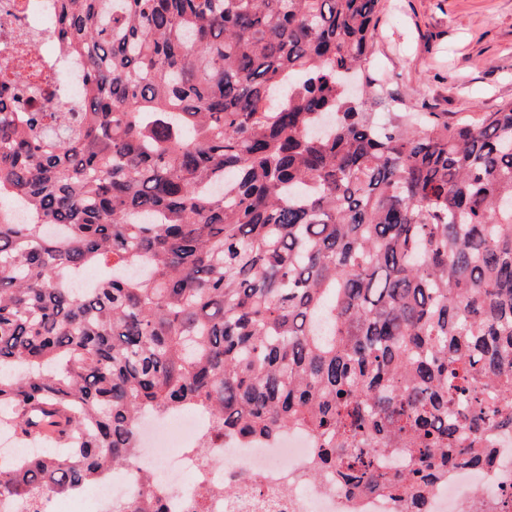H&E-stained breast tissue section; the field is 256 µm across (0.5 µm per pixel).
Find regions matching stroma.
Wrapping results in <instances>:
<instances>
[{"mask_svg": "<svg viewBox=\"0 0 512 512\" xmlns=\"http://www.w3.org/2000/svg\"><path fill=\"white\" fill-rule=\"evenodd\" d=\"M371 71L449 122L512 101V0H381Z\"/></svg>", "mask_w": 512, "mask_h": 512, "instance_id": "35a3bbf8", "label": "stroma"}]
</instances>
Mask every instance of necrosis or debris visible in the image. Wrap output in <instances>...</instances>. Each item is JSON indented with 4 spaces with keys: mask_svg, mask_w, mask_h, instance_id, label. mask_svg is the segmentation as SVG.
I'll return each instance as SVG.
<instances>
[{
    "mask_svg": "<svg viewBox=\"0 0 512 512\" xmlns=\"http://www.w3.org/2000/svg\"><path fill=\"white\" fill-rule=\"evenodd\" d=\"M212 423L200 413L146 414L135 464L111 469L88 503L92 512H125L150 494L165 512H402L387 495L352 496L324 473L306 479L315 454L311 436L291 429L268 440H211ZM495 469L449 472L427 496V512H464L475 488L489 494L512 485V431L493 432Z\"/></svg>",
    "mask_w": 512,
    "mask_h": 512,
    "instance_id": "obj_1",
    "label": "necrosis or debris"
}]
</instances>
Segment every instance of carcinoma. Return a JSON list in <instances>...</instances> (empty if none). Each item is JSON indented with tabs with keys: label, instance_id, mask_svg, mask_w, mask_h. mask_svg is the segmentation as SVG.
<instances>
[{
	"label": "carcinoma",
	"instance_id": "carcinoma-1",
	"mask_svg": "<svg viewBox=\"0 0 512 512\" xmlns=\"http://www.w3.org/2000/svg\"><path fill=\"white\" fill-rule=\"evenodd\" d=\"M379 6L54 0L51 27L5 32L0 198L27 218L0 213V427L55 447L0 465V497L39 512L188 408L245 441L306 430L308 476L416 512L494 467L512 103L396 111L366 70Z\"/></svg>",
	"mask_w": 512,
	"mask_h": 512
}]
</instances>
